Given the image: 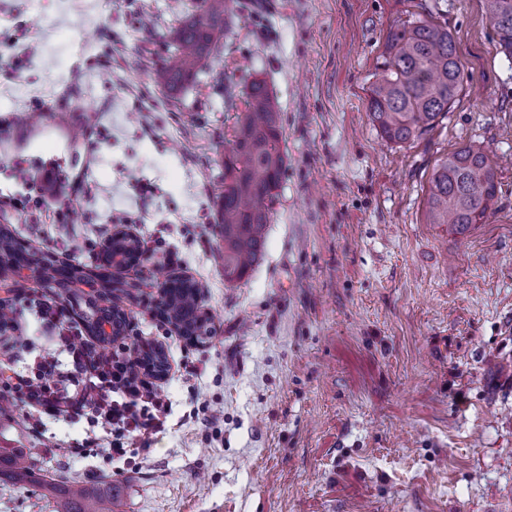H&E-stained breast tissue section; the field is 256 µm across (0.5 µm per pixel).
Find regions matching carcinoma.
<instances>
[{"label": "carcinoma", "instance_id": "1", "mask_svg": "<svg viewBox=\"0 0 512 512\" xmlns=\"http://www.w3.org/2000/svg\"><path fill=\"white\" fill-rule=\"evenodd\" d=\"M244 9L243 0H202L171 33L168 56L158 65V86L172 93L196 78L224 38L228 21ZM499 52L512 61V0H485ZM381 74L369 88L371 122L390 143L403 144L434 128L463 89L464 76L448 26L422 9L390 27L381 54ZM278 105L265 81L254 79L245 107L236 113L232 145L224 155L223 185L214 201V220L224 240V283L242 280L262 259L271 204L286 167ZM494 163L478 147H459L433 169L426 198L429 224L465 234L490 217L497 194ZM112 254L129 266L140 264V243L116 241ZM34 262L42 279L56 285L69 267L37 255L11 235L0 234V264ZM163 321L198 337L211 333L201 305V287L192 279L164 276L159 282ZM134 362L155 374L167 372L162 349L133 344ZM37 449L0 448V482L37 484L60 503L59 512H112L118 490L79 479L39 478Z\"/></svg>", "mask_w": 512, "mask_h": 512}]
</instances>
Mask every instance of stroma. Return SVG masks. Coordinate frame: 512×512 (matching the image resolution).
<instances>
[{
  "label": "stroma",
  "mask_w": 512,
  "mask_h": 512,
  "mask_svg": "<svg viewBox=\"0 0 512 512\" xmlns=\"http://www.w3.org/2000/svg\"><path fill=\"white\" fill-rule=\"evenodd\" d=\"M263 3L173 96L153 72L197 0H0V57L23 61L0 70V193L48 162L88 187L71 197L73 223L32 209L0 212V227L91 271L110 216L133 218L151 254L117 273L118 302L132 340L164 349L171 405L144 460L66 459L57 442L87 423L38 428L20 403L0 414V448L40 449L47 477L111 474L114 512H512V63L483 0H422L439 7L467 81L404 144L367 112L402 0ZM107 45L110 66L95 64ZM256 78L279 104L288 160L264 256L228 286L213 199ZM468 144L497 163L498 193L487 223L454 235L427 223L426 191ZM157 264L202 285L215 336L192 344L162 323ZM5 293L86 308L78 285L0 273ZM13 336L0 364L19 370L56 347L30 310ZM203 404L224 414L210 431L194 415ZM57 510L37 487L0 482V512Z\"/></svg>",
  "instance_id": "35a3bbf8"
}]
</instances>
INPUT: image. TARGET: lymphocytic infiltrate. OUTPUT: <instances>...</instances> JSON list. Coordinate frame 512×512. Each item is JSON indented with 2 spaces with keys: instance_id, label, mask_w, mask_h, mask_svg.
<instances>
[{
  "instance_id": "f902f5d3",
  "label": "lymphocytic infiltrate",
  "mask_w": 512,
  "mask_h": 512,
  "mask_svg": "<svg viewBox=\"0 0 512 512\" xmlns=\"http://www.w3.org/2000/svg\"><path fill=\"white\" fill-rule=\"evenodd\" d=\"M40 173L32 195L1 196L0 208L21 211L32 203L46 204L48 193L58 192L65 179L54 163L43 165ZM35 307L44 322L57 327L63 355L41 356L24 373L1 367L0 396L51 418L90 416L110 435L111 453L148 450L165 429L169 405L150 377L132 374L126 342L101 350L66 304L39 299Z\"/></svg>"
}]
</instances>
